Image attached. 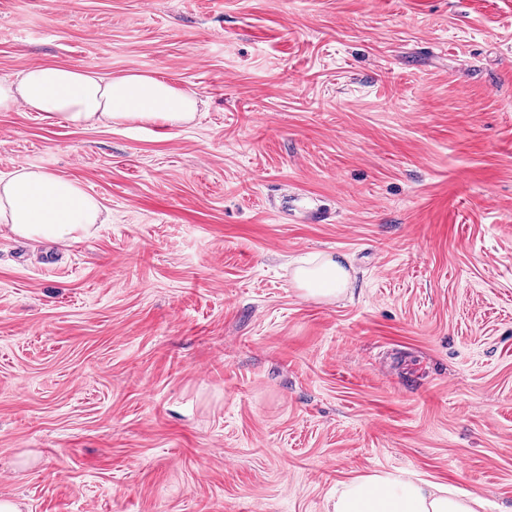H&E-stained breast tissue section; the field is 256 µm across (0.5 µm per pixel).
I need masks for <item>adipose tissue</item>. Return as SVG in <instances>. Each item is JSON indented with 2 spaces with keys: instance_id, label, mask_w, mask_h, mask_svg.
<instances>
[{
  "instance_id": "1",
  "label": "adipose tissue",
  "mask_w": 512,
  "mask_h": 512,
  "mask_svg": "<svg viewBox=\"0 0 512 512\" xmlns=\"http://www.w3.org/2000/svg\"><path fill=\"white\" fill-rule=\"evenodd\" d=\"M48 121L75 127H112L130 121H161L180 126L194 120L192 93L145 72L106 79L81 68L40 65L16 81L0 83V111L17 105ZM98 200L79 183L31 167L0 178V230L29 239L73 241L99 224ZM294 282L308 297L331 301L344 295L348 270L333 257L300 261ZM485 500L473 492L391 473L375 472L342 482L330 512H484Z\"/></svg>"
}]
</instances>
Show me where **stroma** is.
<instances>
[{
	"mask_svg": "<svg viewBox=\"0 0 512 512\" xmlns=\"http://www.w3.org/2000/svg\"><path fill=\"white\" fill-rule=\"evenodd\" d=\"M47 63L198 105L0 112V177L103 218L0 233V500L327 512L381 470L512 512V0H0V81ZM317 254L346 295L296 288ZM98 200L79 183L31 167L0 178V230L29 239L73 241L100 224ZM294 282L305 296L332 301L348 291L350 274L340 261L326 256L320 261H300Z\"/></svg>",
	"mask_w": 512,
	"mask_h": 512,
	"instance_id": "1",
	"label": "stroma"
}]
</instances>
